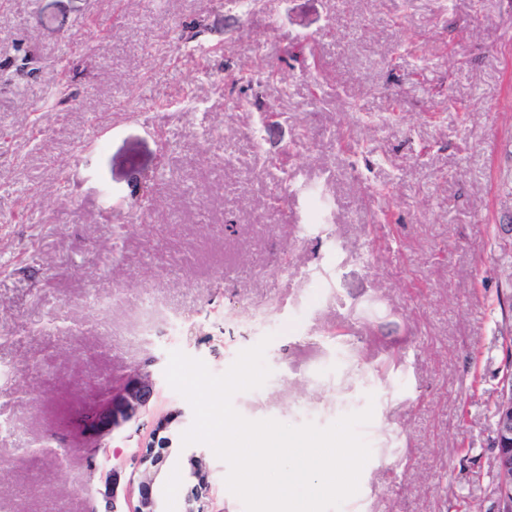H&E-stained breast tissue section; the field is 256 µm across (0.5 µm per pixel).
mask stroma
Masks as SVG:
<instances>
[{
	"instance_id": "1",
	"label": "stroma",
	"mask_w": 512,
	"mask_h": 512,
	"mask_svg": "<svg viewBox=\"0 0 512 512\" xmlns=\"http://www.w3.org/2000/svg\"><path fill=\"white\" fill-rule=\"evenodd\" d=\"M266 336L243 417L373 410L344 512H497L512 0H0V512H103L113 469L132 512L190 408L170 352L221 374ZM138 366L142 423L88 466L81 416ZM154 445L148 444L146 450L143 451L137 459V467L135 472L138 473L139 479V498L135 512H166L163 503L153 498L149 492L151 485L156 481L159 475V463L161 455L155 453Z\"/></svg>"
}]
</instances>
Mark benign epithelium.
<instances>
[{
  "instance_id": "1",
  "label": "benign epithelium",
  "mask_w": 512,
  "mask_h": 512,
  "mask_svg": "<svg viewBox=\"0 0 512 512\" xmlns=\"http://www.w3.org/2000/svg\"><path fill=\"white\" fill-rule=\"evenodd\" d=\"M109 397L82 417V429L90 433V445L83 449L85 459L93 467L105 452L104 440L115 430L137 421L155 394L150 372L139 368L112 380ZM494 470L499 499L498 512H512V379L503 381L494 408ZM161 455L149 444L137 459L139 498L135 512H166L163 503L154 498L150 487L159 475ZM190 476L195 480L184 504V512H204L203 504L210 498L211 485L201 478L206 466L204 453L190 457Z\"/></svg>"
}]
</instances>
